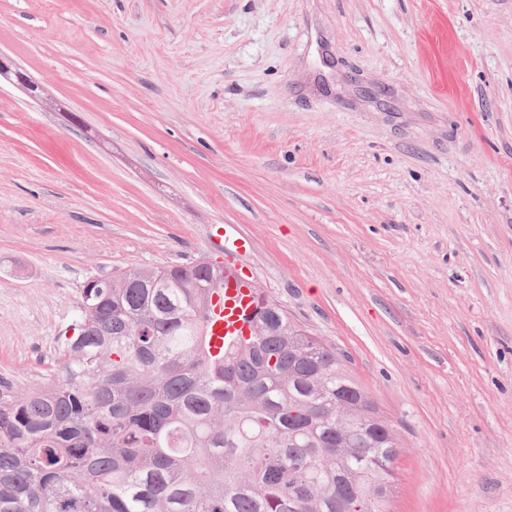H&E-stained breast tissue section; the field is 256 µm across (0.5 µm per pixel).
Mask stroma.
Returning a JSON list of instances; mask_svg holds the SVG:
<instances>
[{
    "mask_svg": "<svg viewBox=\"0 0 512 512\" xmlns=\"http://www.w3.org/2000/svg\"><path fill=\"white\" fill-rule=\"evenodd\" d=\"M0 53V376L88 277L234 257L393 423L391 512H512V0H0Z\"/></svg>",
    "mask_w": 512,
    "mask_h": 512,
    "instance_id": "1",
    "label": "stroma"
}]
</instances>
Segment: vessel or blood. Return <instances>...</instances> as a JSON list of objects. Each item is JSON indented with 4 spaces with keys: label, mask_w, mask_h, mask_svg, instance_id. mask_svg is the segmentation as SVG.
Listing matches in <instances>:
<instances>
[{
    "label": "vessel or blood",
    "mask_w": 512,
    "mask_h": 512,
    "mask_svg": "<svg viewBox=\"0 0 512 512\" xmlns=\"http://www.w3.org/2000/svg\"><path fill=\"white\" fill-rule=\"evenodd\" d=\"M211 350L219 352L225 341L246 335L255 309L253 283L237 261L224 267V285L211 296Z\"/></svg>",
    "instance_id": "1"
}]
</instances>
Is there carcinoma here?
I'll list each match as a JSON object with an SVG mask.
<instances>
[{
    "label": "carcinoma",
    "instance_id": "obj_1",
    "mask_svg": "<svg viewBox=\"0 0 512 512\" xmlns=\"http://www.w3.org/2000/svg\"><path fill=\"white\" fill-rule=\"evenodd\" d=\"M224 265L88 278L46 381L0 377V512H389L398 450L343 355L283 336L210 354Z\"/></svg>",
    "mask_w": 512,
    "mask_h": 512
}]
</instances>
